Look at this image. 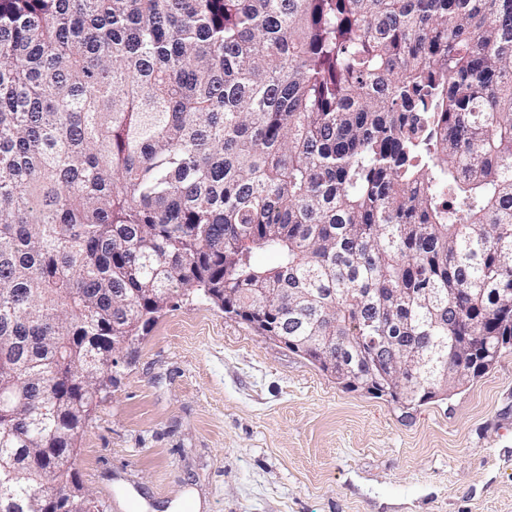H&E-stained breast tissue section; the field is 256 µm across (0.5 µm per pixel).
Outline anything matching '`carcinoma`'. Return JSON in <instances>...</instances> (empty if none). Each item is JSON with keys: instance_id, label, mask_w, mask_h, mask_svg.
I'll list each match as a JSON object with an SVG mask.
<instances>
[{"instance_id": "cac0c4a2", "label": "carcinoma", "mask_w": 512, "mask_h": 512, "mask_svg": "<svg viewBox=\"0 0 512 512\" xmlns=\"http://www.w3.org/2000/svg\"><path fill=\"white\" fill-rule=\"evenodd\" d=\"M226 288L403 407L434 375L351 339L433 337L449 392L512 348V0H0V458L43 449L0 512L81 488L88 357ZM251 293L266 299L273 308H304L311 303L310 294L299 288H251ZM360 346L372 344L376 353L379 369L397 388L408 397H415L422 382L421 372L430 370L435 376V383L443 389L448 387V370L433 362L432 352L412 351L405 355L398 354L394 336H372L364 339L357 337Z\"/></svg>"}]
</instances>
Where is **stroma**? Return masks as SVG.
<instances>
[{
  "mask_svg": "<svg viewBox=\"0 0 512 512\" xmlns=\"http://www.w3.org/2000/svg\"><path fill=\"white\" fill-rule=\"evenodd\" d=\"M75 464L98 512H512V349L404 409L182 300L118 366Z\"/></svg>",
  "mask_w": 512,
  "mask_h": 512,
  "instance_id": "stroma-1",
  "label": "stroma"
}]
</instances>
